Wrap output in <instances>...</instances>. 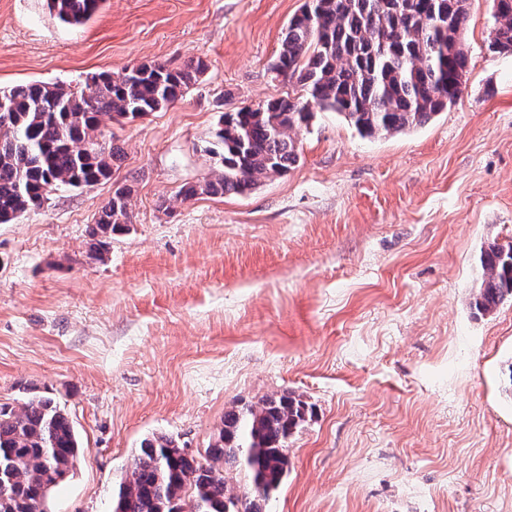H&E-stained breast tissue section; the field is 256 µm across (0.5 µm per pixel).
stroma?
Segmentation results:
<instances>
[{
    "instance_id": "stroma-1",
    "label": "stroma",
    "mask_w": 512,
    "mask_h": 512,
    "mask_svg": "<svg viewBox=\"0 0 512 512\" xmlns=\"http://www.w3.org/2000/svg\"><path fill=\"white\" fill-rule=\"evenodd\" d=\"M304 0H104L69 26L0 0V88H82L142 63L207 71L183 100L108 120L126 157L0 224V403L50 393L83 453L46 512H112L143 439L205 450L231 406L286 392L313 414L263 512H512V300L472 306L480 254L512 244V53L469 0L455 104L364 138L315 112L301 162L248 195L176 193L217 171L221 113L300 96L269 70ZM133 185L104 260L87 230Z\"/></svg>"
}]
</instances>
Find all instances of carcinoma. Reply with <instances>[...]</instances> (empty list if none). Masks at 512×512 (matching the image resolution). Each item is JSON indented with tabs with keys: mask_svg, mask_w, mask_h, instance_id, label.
<instances>
[{
	"mask_svg": "<svg viewBox=\"0 0 512 512\" xmlns=\"http://www.w3.org/2000/svg\"><path fill=\"white\" fill-rule=\"evenodd\" d=\"M103 0H48L67 25H81ZM489 49L512 52V0H492ZM469 0H306L283 33L271 71L305 98H271L222 114L214 137L217 173L184 184L178 196L245 195L301 160L295 130L313 109L334 112L364 137L421 126L462 92L469 56ZM206 63L179 70L139 64L92 77L84 89L27 82L0 91V223L39 208L62 187H94L124 158L102 140L103 118L135 120L183 99ZM133 188L121 185L89 230L91 255L108 253L112 234L130 223ZM474 306L488 314L512 299V246L493 243L481 257ZM308 405L284 393L235 405L206 449L210 463L167 435L147 438L127 465L112 512H262L289 470V437ZM78 433L47 395L21 407L0 405V512H43L46 491L76 470ZM245 474L235 490L221 464Z\"/></svg>",
	"mask_w": 512,
	"mask_h": 512,
	"instance_id": "1",
	"label": "carcinoma"
}]
</instances>
